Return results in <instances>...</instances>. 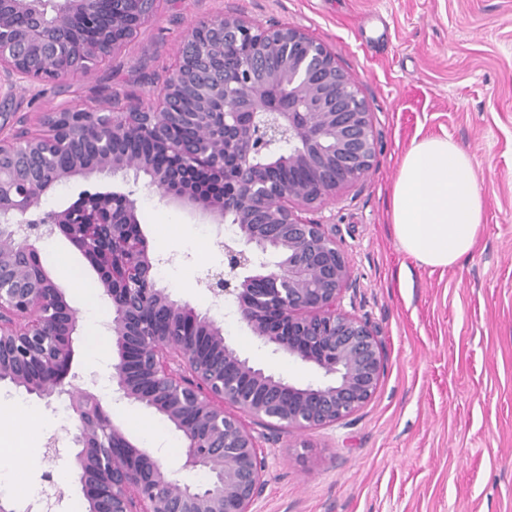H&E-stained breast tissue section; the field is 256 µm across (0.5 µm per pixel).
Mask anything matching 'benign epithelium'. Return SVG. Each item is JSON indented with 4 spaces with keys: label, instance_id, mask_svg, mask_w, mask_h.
<instances>
[{
    "label": "benign epithelium",
    "instance_id": "1",
    "mask_svg": "<svg viewBox=\"0 0 512 512\" xmlns=\"http://www.w3.org/2000/svg\"><path fill=\"white\" fill-rule=\"evenodd\" d=\"M164 0H0V89L15 79L90 75L130 42ZM98 34L86 39L66 18ZM255 33L246 60L231 56ZM202 90L198 126L220 109L243 154L212 142L193 154L220 190L201 194L180 180L183 146L152 148L175 124L181 100ZM43 130L0 135V222L27 224L0 238V381L41 398L65 396L78 417L75 455L88 512H252L264 489V458L242 421L274 420L299 431L345 419L374 395L385 357L369 323L344 309L350 264L325 225L305 213L367 176L376 156L370 106L331 51L294 26L257 27L235 14L192 26L161 89L120 112L69 107L46 113ZM57 151L62 167L49 164ZM302 179H282L284 171ZM133 171L160 199L180 201L232 224L224 270L208 290L234 302L262 347L319 373L295 384L250 363L214 318L157 287L134 191L85 194L37 218L34 209L75 176ZM64 234L96 268L114 316L109 332L116 400L138 402L182 434V469L206 471L202 488L173 479L131 444L99 397L66 381L76 311L41 265L36 242ZM278 257L267 261L268 253Z\"/></svg>",
    "mask_w": 512,
    "mask_h": 512
}]
</instances>
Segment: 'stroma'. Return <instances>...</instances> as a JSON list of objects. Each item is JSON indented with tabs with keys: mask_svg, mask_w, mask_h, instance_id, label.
<instances>
[{
	"mask_svg": "<svg viewBox=\"0 0 512 512\" xmlns=\"http://www.w3.org/2000/svg\"><path fill=\"white\" fill-rule=\"evenodd\" d=\"M264 27L292 25L325 43L371 106L374 166L336 200L314 211L346 253L351 286L347 311L366 319L382 342L386 365L372 399L343 420L299 432L246 419L266 461L264 491L254 512H512V0H164L158 15L89 76L29 82L0 94L5 130L42 128L59 106L122 107L156 93L176 63L188 29L219 12ZM447 136L472 158L484 219L472 252L454 266L418 264L400 247L391 224L400 163L416 141ZM146 176L95 175L56 186L42 211L68 207L85 190L137 189L139 220L154 276L176 300L208 312L212 297L201 271L219 266L211 216L163 202ZM44 268L76 310L93 303L102 319L112 304L98 275L63 234L46 237ZM228 342L251 362L302 384L308 367L261 348L236 317L220 320ZM29 403L24 424L0 410V461L13 489L0 501L27 512L48 490L45 438L57 435L64 469L74 470L76 415L57 401L0 382V397ZM135 446L154 429L173 447L154 449L170 475L183 471L180 435L154 409L127 404L110 411Z\"/></svg>",
	"mask_w": 512,
	"mask_h": 512,
	"instance_id": "stroma-1",
	"label": "stroma"
}]
</instances>
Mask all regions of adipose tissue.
I'll use <instances>...</instances> for the list:
<instances>
[{"instance_id": "obj_1", "label": "adipose tissue", "mask_w": 512, "mask_h": 512, "mask_svg": "<svg viewBox=\"0 0 512 512\" xmlns=\"http://www.w3.org/2000/svg\"><path fill=\"white\" fill-rule=\"evenodd\" d=\"M391 214L400 247L418 263L445 269L468 255L484 216L469 154L446 137L414 142L400 165Z\"/></svg>"}]
</instances>
